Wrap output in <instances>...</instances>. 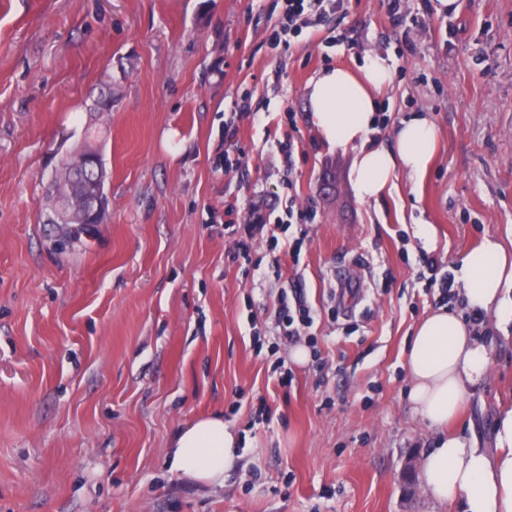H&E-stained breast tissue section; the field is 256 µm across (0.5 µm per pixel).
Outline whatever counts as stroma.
Returning a JSON list of instances; mask_svg holds the SVG:
<instances>
[{
  "mask_svg": "<svg viewBox=\"0 0 512 512\" xmlns=\"http://www.w3.org/2000/svg\"><path fill=\"white\" fill-rule=\"evenodd\" d=\"M437 5L401 0L395 17L389 0H341L276 45L283 0H0V512H457L404 477L434 439L407 400L405 348L431 309L463 311L428 288L424 255L447 270L512 234V0ZM371 52L393 71L373 140L421 112L440 129L422 180L398 175L376 203L308 94ZM107 78L102 118L85 105ZM89 125L107 221L48 223L47 181ZM292 187L314 216L287 231L305 237L299 261L261 239L237 258L226 204L240 224L256 202L279 216ZM345 267L363 288L349 314ZM284 290L314 311L317 350L285 386ZM489 334L491 375L460 421L486 446L512 403V342ZM212 414L241 455L220 487L167 457L179 425Z\"/></svg>",
  "mask_w": 512,
  "mask_h": 512,
  "instance_id": "1",
  "label": "stroma"
}]
</instances>
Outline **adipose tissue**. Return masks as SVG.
<instances>
[{"label":"adipose tissue","instance_id":"1","mask_svg":"<svg viewBox=\"0 0 512 512\" xmlns=\"http://www.w3.org/2000/svg\"><path fill=\"white\" fill-rule=\"evenodd\" d=\"M391 82L387 59L371 54L359 73L327 68L310 83L313 124L329 145L355 150L353 177L365 201H379L398 173L423 176L438 146L439 130L423 114L401 122L393 147L371 141L378 96ZM453 273L468 312L494 315L502 331L512 325V244L485 236ZM407 359L413 411L439 431L419 462L425 494L437 503L458 504L460 512H512V405L497 412L492 447H481L476 434L447 430L488 377L487 337L478 325L440 307L416 326ZM170 456L172 471L220 485L240 458L238 438L222 416L198 418L175 433Z\"/></svg>","mask_w":512,"mask_h":512}]
</instances>
